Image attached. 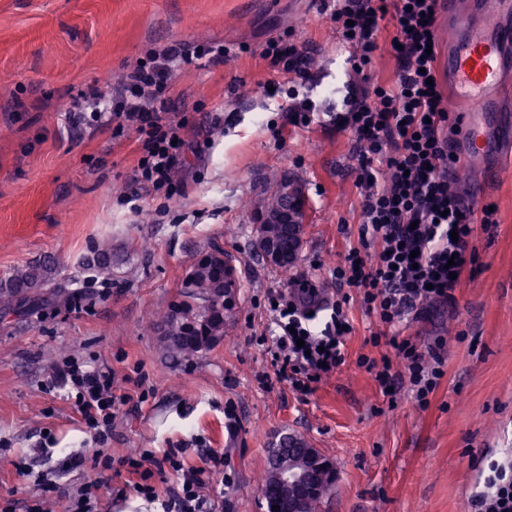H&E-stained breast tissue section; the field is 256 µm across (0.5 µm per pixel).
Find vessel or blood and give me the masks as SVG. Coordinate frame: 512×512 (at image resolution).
I'll return each instance as SVG.
<instances>
[{
    "label": "vessel or blood",
    "instance_id": "1",
    "mask_svg": "<svg viewBox=\"0 0 512 512\" xmlns=\"http://www.w3.org/2000/svg\"><path fill=\"white\" fill-rule=\"evenodd\" d=\"M439 36L443 45L440 76L458 108L472 112L473 124L449 145L455 154L480 161L494 147L480 126L492 117L505 128L502 91L505 75L512 68V0H499L496 12L484 28L472 27V13L463 0H439Z\"/></svg>",
    "mask_w": 512,
    "mask_h": 512
}]
</instances>
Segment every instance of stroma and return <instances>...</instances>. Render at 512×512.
<instances>
[{"mask_svg": "<svg viewBox=\"0 0 512 512\" xmlns=\"http://www.w3.org/2000/svg\"><path fill=\"white\" fill-rule=\"evenodd\" d=\"M292 32L308 48L317 88L298 86L315 123L288 122L289 77L259 58L263 44ZM190 46L248 45L236 61L182 67L170 91L181 136L200 145L176 170L185 193L140 195L136 135L71 126L67 111L95 82L120 85L137 61L173 39ZM321 0H0V279L48 259L61 297L24 315L0 317V512H70L88 481L101 479L97 512H156L123 478L94 467L97 446L63 393L45 383L62 358L99 360L125 379L142 374L143 403L112 425L113 459L150 450L224 455L232 482L218 512H265L261 494L277 433L307 438L329 456L336 482L321 512H474L479 462L512 449V157L461 165L452 188L475 208L473 262L445 304L401 326L425 349L442 339L444 375L421 407L407 375L384 397L359 355L372 345L376 314L351 300L346 359L308 396L289 383L260 384L273 369L258 343L268 325L267 289L311 280L326 296L331 272L357 241V162L331 118L342 82L362 83ZM220 127H212V115ZM291 177L308 195L304 245L288 269L266 263L254 224L276 183ZM138 196L139 212L128 197ZM117 256L94 280L85 259L102 239ZM220 246L235 263L237 306L224 338L192 359L167 354L160 326L195 257ZM83 458L63 470V453ZM27 476L16 473L17 466Z\"/></svg>", "mask_w": 512, "mask_h": 512, "instance_id": "stroma-1", "label": "stroma"}]
</instances>
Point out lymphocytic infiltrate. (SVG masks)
Segmentation results:
<instances>
[{
  "mask_svg": "<svg viewBox=\"0 0 512 512\" xmlns=\"http://www.w3.org/2000/svg\"><path fill=\"white\" fill-rule=\"evenodd\" d=\"M329 9L350 48L352 69L365 76L361 99L336 115L337 130L353 137L360 211L358 243L349 247L332 276L337 287L357 289L362 307L378 314L383 331L373 334L371 343L385 336L395 351L394 357L379 361L360 356V367L374 375L386 394L395 366H402L424 405L443 375L442 359L437 349L422 352L397 329L408 315L421 314L424 304L451 299L468 263L473 227L492 223L493 213L464 205L449 187L458 158L448 150L446 133L460 131L461 125L451 121L443 105L445 93L436 81L438 56L429 50L437 42L438 0H331ZM388 16L394 31L386 36L381 22ZM380 51L398 62L388 81L366 74ZM234 56V49L221 44L191 48L173 41L133 68L111 97L88 87L83 106L72 109L68 120L74 125L90 120L116 135L134 130L136 182L168 199L181 195L174 173L188 146L179 124L169 117L172 75L184 65L217 66ZM260 56L300 82L311 78L303 65L304 47L272 39ZM266 298L272 329L260 342L274 373L294 390L310 394L323 375L345 362L346 338L353 331L350 298L324 299L309 280L289 291L268 290ZM48 387L73 399L103 446L120 407L132 400L130 393L118 392L108 365L91 366L71 357L64 358ZM117 463L128 475L126 487L159 502L162 512H214L216 498L224 493V458L211 450L203 451L196 464L173 450L159 457L147 451ZM167 469L176 485L162 492L154 477ZM475 512H512L511 454L489 460Z\"/></svg>",
  "mask_w": 512,
  "mask_h": 512,
  "instance_id": "obj_1",
  "label": "lymphocytic infiltrate"
}]
</instances>
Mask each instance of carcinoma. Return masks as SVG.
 Segmentation results:
<instances>
[{
  "label": "carcinoma",
  "mask_w": 512,
  "mask_h": 512,
  "mask_svg": "<svg viewBox=\"0 0 512 512\" xmlns=\"http://www.w3.org/2000/svg\"><path fill=\"white\" fill-rule=\"evenodd\" d=\"M87 266L98 275L112 276V244H97ZM55 268L46 261L32 262L0 280V313L21 312L27 304L36 306L38 288H54ZM236 285H224V250L215 246L202 254L190 266L182 283L180 299L165 317L166 335L163 344L173 357L191 358L214 347L224 337V328L231 318L230 308L224 306V293H233ZM263 489L266 491L267 512H289L288 496L275 482L273 468H268Z\"/></svg>",
  "instance_id": "obj_1"
}]
</instances>
